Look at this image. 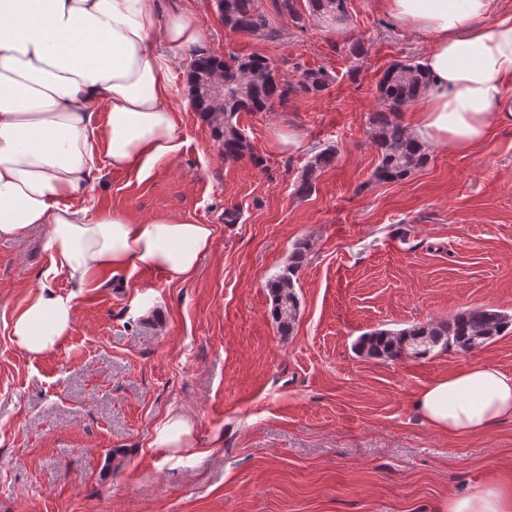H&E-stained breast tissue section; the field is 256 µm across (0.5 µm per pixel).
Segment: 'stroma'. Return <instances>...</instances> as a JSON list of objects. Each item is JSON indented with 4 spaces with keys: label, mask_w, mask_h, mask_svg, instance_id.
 I'll return each mask as SVG.
<instances>
[{
    "label": "stroma",
    "mask_w": 512,
    "mask_h": 512,
    "mask_svg": "<svg viewBox=\"0 0 512 512\" xmlns=\"http://www.w3.org/2000/svg\"><path fill=\"white\" fill-rule=\"evenodd\" d=\"M190 11L197 49L257 53L282 69L322 67L335 82L315 98L244 113L240 126L263 167L225 162L189 106L193 52L173 50L184 145L149 174L103 167L88 193L98 207L212 225L210 251L188 281L117 270L72 294L75 320L40 356L13 341L12 322L51 257L41 228L0 240V512H436L490 478L512 487V420L477 434L434 431L419 390L474 363L512 372V328L467 355L382 361L355 343L477 307L512 316V123L461 154L430 149L398 183L373 180L367 133L376 85L399 60L433 44L385 14L348 0L334 29L273 15L276 39L225 28L214 0H160ZM367 49L353 61L345 48ZM303 144L276 147V133ZM334 146L336 162L302 198L308 158ZM228 209L237 223L224 221ZM311 252L298 277L290 334L270 315L269 279L293 245ZM183 416L177 447L160 429Z\"/></svg>",
    "instance_id": "obj_1"
}]
</instances>
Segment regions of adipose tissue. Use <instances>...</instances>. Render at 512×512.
<instances>
[{"label": "adipose tissue", "instance_id": "ef3b65f1", "mask_svg": "<svg viewBox=\"0 0 512 512\" xmlns=\"http://www.w3.org/2000/svg\"><path fill=\"white\" fill-rule=\"evenodd\" d=\"M409 29L432 35L421 65L430 88L411 127L423 144L465 154L494 122L511 121L512 13L499 0H380ZM186 13L160 20L158 0H0V238L43 226L54 271L88 287L115 270H156L184 282L209 251L213 228L118 209L88 213L78 200L100 158L147 174L183 146L169 49L197 43ZM105 111V125L94 115ZM74 321L70 298L31 293L12 334L33 356L52 351ZM416 406L436 431L478 433L512 419V373L471 364L420 391ZM438 512H512V493L491 481L443 500Z\"/></svg>", "mask_w": 512, "mask_h": 512}]
</instances>
